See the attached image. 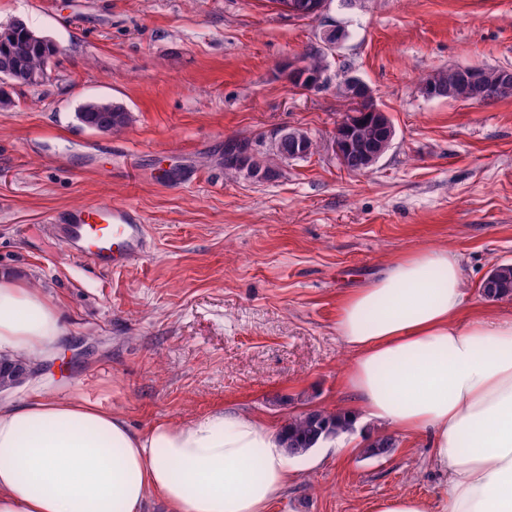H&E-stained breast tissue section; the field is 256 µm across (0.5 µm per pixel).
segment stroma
<instances>
[{
  "instance_id": "obj_1",
  "label": "stroma",
  "mask_w": 512,
  "mask_h": 512,
  "mask_svg": "<svg viewBox=\"0 0 512 512\" xmlns=\"http://www.w3.org/2000/svg\"><path fill=\"white\" fill-rule=\"evenodd\" d=\"M57 46L38 87L0 105V272L61 307L63 334L38 391L122 413L140 430L218 408L283 424L306 410L343 411L351 359L336 331L341 294L367 286L424 247L461 257L479 286L512 262V97L429 98L450 67L512 69V0H328L314 18L274 0H0ZM344 39L324 49L325 30ZM324 49L319 88L289 68ZM362 78L395 136L365 173L332 150L351 108L344 73ZM123 105L118 132L81 125L87 99ZM283 129L316 148L275 161L268 178L224 173V142L268 149ZM127 204L146 227L144 257L106 270L68 253L49 216ZM99 348L85 355L82 344ZM429 437L398 439L369 458L350 434L295 459V480L271 512H369L406 493L435 499L448 476Z\"/></svg>"
}]
</instances>
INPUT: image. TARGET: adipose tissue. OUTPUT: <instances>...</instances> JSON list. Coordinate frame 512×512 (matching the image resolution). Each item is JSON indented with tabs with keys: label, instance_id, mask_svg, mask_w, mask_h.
Returning a JSON list of instances; mask_svg holds the SVG:
<instances>
[{
	"label": "adipose tissue",
	"instance_id": "adipose-tissue-1",
	"mask_svg": "<svg viewBox=\"0 0 512 512\" xmlns=\"http://www.w3.org/2000/svg\"><path fill=\"white\" fill-rule=\"evenodd\" d=\"M343 384L367 422L414 439L448 475L439 501L398 494L371 512H512V315L476 310L459 255L423 248L338 302ZM59 308L0 275V356L53 354ZM296 473L280 426L236 410L130 428L113 410L36 394L0 403V512H270Z\"/></svg>",
	"mask_w": 512,
	"mask_h": 512
}]
</instances>
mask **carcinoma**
<instances>
[{
	"mask_svg": "<svg viewBox=\"0 0 512 512\" xmlns=\"http://www.w3.org/2000/svg\"><path fill=\"white\" fill-rule=\"evenodd\" d=\"M41 33L28 35L23 27L0 23V64L10 65L15 85H29V76L43 67L51 55L50 47L37 40ZM304 68L291 77L294 85L308 87L301 80L304 73L318 76L323 74V54L321 51L302 57ZM426 96L457 100L490 101L512 96V70L503 68L471 67L467 71L459 68L441 69L429 77L424 84ZM76 119L85 127H101L107 132L119 131L129 121V113L117 103L91 98L86 100L76 112ZM354 123L355 132L367 141L376 140L382 128L375 121L373 113L358 112L347 115L337 126L342 130ZM315 149L310 136L298 129H287L271 142V149L262 152L250 140H229L224 142V169L228 175H236L246 169L251 175L267 176L269 157L279 159L304 158ZM484 297L500 299L512 297V264L500 263L493 266L480 284ZM29 363L21 358L8 365H0V390L6 391L18 384V378ZM286 449L292 457H303L318 447L320 442L351 430L341 414H331L321 409H306L290 417L284 423ZM396 441L390 436H379L363 449L367 457H382L392 452Z\"/></svg>",
	"mask_w": 512,
	"mask_h": 512,
	"instance_id": "carcinoma-1",
	"label": "carcinoma"
}]
</instances>
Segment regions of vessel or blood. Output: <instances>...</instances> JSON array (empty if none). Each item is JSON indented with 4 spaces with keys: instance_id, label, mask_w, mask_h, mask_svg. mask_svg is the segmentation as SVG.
Returning <instances> with one entry per match:
<instances>
[{
    "instance_id": "1",
    "label": "vessel or blood",
    "mask_w": 512,
    "mask_h": 512,
    "mask_svg": "<svg viewBox=\"0 0 512 512\" xmlns=\"http://www.w3.org/2000/svg\"><path fill=\"white\" fill-rule=\"evenodd\" d=\"M53 232L72 254L119 270L145 255V230L137 210L126 204L81 206L50 219Z\"/></svg>"
}]
</instances>
